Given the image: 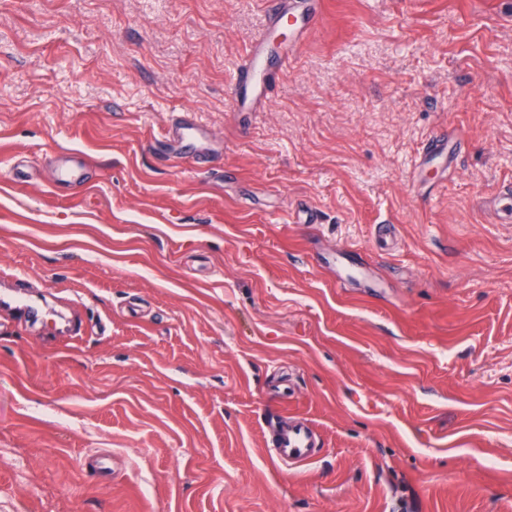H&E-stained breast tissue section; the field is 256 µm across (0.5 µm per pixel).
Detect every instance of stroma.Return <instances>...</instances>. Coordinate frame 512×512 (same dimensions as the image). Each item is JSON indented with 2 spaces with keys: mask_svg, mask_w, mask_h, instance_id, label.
<instances>
[{
  "mask_svg": "<svg viewBox=\"0 0 512 512\" xmlns=\"http://www.w3.org/2000/svg\"><path fill=\"white\" fill-rule=\"evenodd\" d=\"M266 12L0 0V512H512V0H323L238 115ZM168 129L166 139L172 143L173 157H181L184 154L183 148L187 140H193L200 151L206 152L208 133L195 126L191 112H178ZM460 145L461 141L452 133H448V131L433 135L426 145L425 160L447 158L448 166L445 170H448ZM270 430L273 437L268 445L273 455L291 464L312 459V448H317L316 435L307 419L297 417L288 424L279 422Z\"/></svg>",
  "mask_w": 512,
  "mask_h": 512,
  "instance_id": "1",
  "label": "stroma"
}]
</instances>
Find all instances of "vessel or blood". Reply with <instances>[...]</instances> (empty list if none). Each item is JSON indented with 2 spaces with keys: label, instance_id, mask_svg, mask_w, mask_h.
<instances>
[{
  "label": "vessel or blood",
  "instance_id": "1",
  "mask_svg": "<svg viewBox=\"0 0 512 512\" xmlns=\"http://www.w3.org/2000/svg\"><path fill=\"white\" fill-rule=\"evenodd\" d=\"M321 17V0H268L267 21L254 38L244 64L238 69L233 81L232 109L250 112L267 96L266 71L268 66H284L295 55L299 40L315 28ZM291 23L294 40H280L283 23ZM167 139L175 156H182L186 141H194L205 147L208 134L195 126L191 113H178L173 120ZM460 140L443 132L430 137L426 145V159L453 158ZM270 448L273 455L291 464H302L312 458L316 435L304 418H294L288 423L273 426Z\"/></svg>",
  "mask_w": 512,
  "mask_h": 512
}]
</instances>
